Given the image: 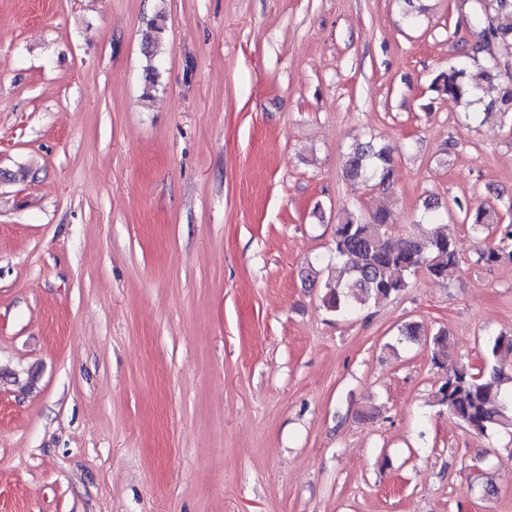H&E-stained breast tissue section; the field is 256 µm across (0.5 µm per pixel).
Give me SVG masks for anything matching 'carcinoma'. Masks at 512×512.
<instances>
[{"label":"carcinoma","mask_w":512,"mask_h":512,"mask_svg":"<svg viewBox=\"0 0 512 512\" xmlns=\"http://www.w3.org/2000/svg\"><path fill=\"white\" fill-rule=\"evenodd\" d=\"M485 21L477 23V35L490 45L512 53V0H477ZM166 16L158 11L146 18L147 26L155 33L154 40L143 47V95L152 96L157 86L158 72L153 64L160 34L165 31ZM432 90L467 107L480 105L486 111L512 115V84L499 81L492 64H478L469 54L439 72L432 81ZM393 149L378 147L372 142H356L343 154L344 175L372 187L386 186L392 175ZM463 223L473 233L481 235L489 224L501 223L502 217L482 205L474 206L454 201ZM431 229L423 237L407 236L392 239L388 234L390 212L378 209L366 216L347 211L335 225L334 255L336 275L327 277L324 304L333 311L345 313L379 302L408 288L410 277L423 272L445 280L461 263L455 241L440 223L435 205L426 204ZM512 224L505 225L498 243L477 251L478 262L495 265L512 261ZM433 363L445 375L436 391L438 405L446 408L464 427L477 435L494 429H512V394L503 390L512 371V334L500 333L487 348V361L482 370L471 369L452 362V347L444 332L432 340Z\"/></svg>","instance_id":"1"}]
</instances>
